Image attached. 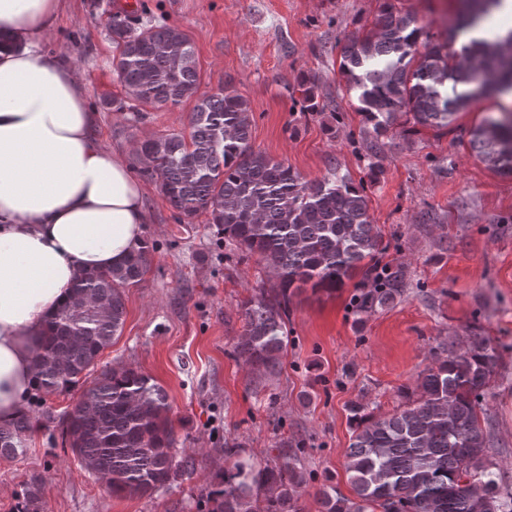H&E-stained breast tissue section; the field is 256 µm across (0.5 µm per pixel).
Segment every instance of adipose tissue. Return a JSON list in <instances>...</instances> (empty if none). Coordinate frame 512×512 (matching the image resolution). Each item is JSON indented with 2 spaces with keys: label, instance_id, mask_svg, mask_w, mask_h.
Masks as SVG:
<instances>
[{
  "label": "adipose tissue",
  "instance_id": "ef3b65f1",
  "mask_svg": "<svg viewBox=\"0 0 512 512\" xmlns=\"http://www.w3.org/2000/svg\"><path fill=\"white\" fill-rule=\"evenodd\" d=\"M67 0H0V426L35 387L33 339L78 272L143 241L144 191L95 135L75 67L44 44Z\"/></svg>",
  "mask_w": 512,
  "mask_h": 512
}]
</instances>
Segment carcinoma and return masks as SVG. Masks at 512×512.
Returning a JSON list of instances; mask_svg holds the SVG:
<instances>
[{
    "instance_id": "obj_1",
    "label": "carcinoma",
    "mask_w": 512,
    "mask_h": 512,
    "mask_svg": "<svg viewBox=\"0 0 512 512\" xmlns=\"http://www.w3.org/2000/svg\"><path fill=\"white\" fill-rule=\"evenodd\" d=\"M455 28L435 39L410 13L384 0L371 29L341 46L340 73L356 92L358 112L375 137L400 115L413 126L443 131L457 112L491 94L512 93V29L493 42L471 39L454 48L457 32L478 28L503 0H466ZM118 55L112 64L127 98L105 97L114 111L131 102L179 106L193 100L189 135L144 141L139 172L159 187L178 220L201 213L222 239L256 255L274 278L239 303L244 332L234 352L250 371L275 374L288 350L290 302L296 291H334L357 279L355 315L383 309L404 294L405 265L382 262L388 249L369 213L364 180L334 167L306 180L252 144L248 101L226 81L199 93L200 74L188 35L171 25H145L127 10L108 13ZM316 78L299 83L303 111H319ZM471 149L492 169L512 175V117L487 118L470 131ZM155 247L143 243L120 265L79 273L74 290L34 339L37 390L68 389L92 377L75 407L59 418L62 443L117 494L151 495L192 478L197 460L176 452L165 389L132 367H97L120 335L124 289L138 287ZM420 375L418 399L376 417L350 406L351 443L344 468L356 493L342 495L333 478L317 492L320 512H512V493L487 460L491 433L479 410L499 358L485 336L439 345ZM32 428L26 413L0 427V459L17 460ZM288 442L281 464L260 466L224 443V490L207 496L208 512H302L306 475ZM42 478L34 476L17 512H44Z\"/></svg>"
}]
</instances>
